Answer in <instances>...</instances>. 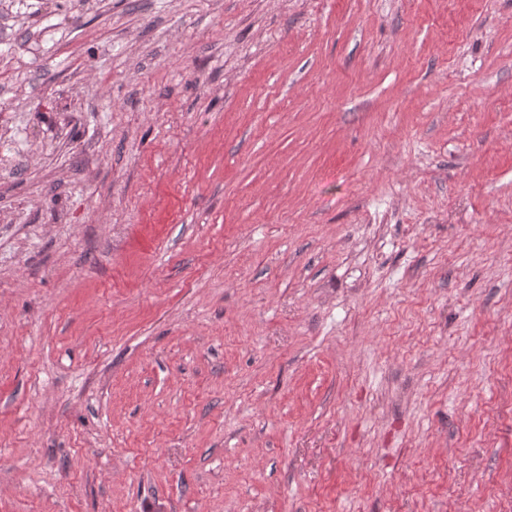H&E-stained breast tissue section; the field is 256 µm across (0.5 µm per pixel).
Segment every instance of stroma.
I'll list each match as a JSON object with an SVG mask.
<instances>
[{
	"label": "stroma",
	"mask_w": 512,
	"mask_h": 512,
	"mask_svg": "<svg viewBox=\"0 0 512 512\" xmlns=\"http://www.w3.org/2000/svg\"><path fill=\"white\" fill-rule=\"evenodd\" d=\"M0 512H512V0H0Z\"/></svg>",
	"instance_id": "1"
}]
</instances>
